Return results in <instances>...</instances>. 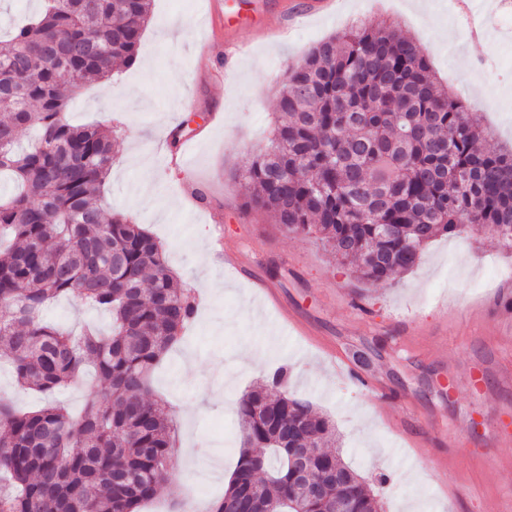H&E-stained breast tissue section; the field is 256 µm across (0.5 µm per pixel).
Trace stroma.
<instances>
[{
    "label": "stroma",
    "mask_w": 512,
    "mask_h": 512,
    "mask_svg": "<svg viewBox=\"0 0 512 512\" xmlns=\"http://www.w3.org/2000/svg\"><path fill=\"white\" fill-rule=\"evenodd\" d=\"M246 53L211 31L209 0H153L134 65L89 85L71 103L74 124L114 130L116 160L102 198L166 246V260L202 303L182 343L152 376L170 409L178 442L169 474L145 512H184L224 492L237 462L234 399L277 367L291 368V396L336 427L345 461L373 485L384 512H512V256L486 233L441 236L419 265L381 288H366L335 264L314 238L286 236L262 213H244L249 190L238 175L270 138L287 63L355 23L386 20L414 39L438 80L486 114L496 143L512 145V0H486L483 33L473 43L465 0H434L432 18L408 0H335L331 10L267 40L221 0ZM224 115L207 127L210 112ZM205 129L184 168L181 125ZM197 189L189 203L184 187ZM238 250L246 274L205 261L197 241L212 225ZM277 265L282 278L270 276ZM274 290L301 328L279 322ZM50 321L81 331L108 330L98 309L59 299ZM361 352L367 366L356 364ZM195 455H186V448ZM387 476L379 484V476Z\"/></svg>",
    "instance_id": "35a3bbf8"
}]
</instances>
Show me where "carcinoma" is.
I'll return each mask as SVG.
<instances>
[{"label":"carcinoma","instance_id":"obj_1","mask_svg":"<svg viewBox=\"0 0 512 512\" xmlns=\"http://www.w3.org/2000/svg\"><path fill=\"white\" fill-rule=\"evenodd\" d=\"M0 42V363L45 403L0 398V512H140L167 479L173 421L150 376L182 341L197 300L169 271L162 243L102 187L112 128L75 125L85 85L136 62L151 0H41ZM34 130L19 148L18 133ZM478 108L448 93L416 43L390 24L319 42L287 67L270 145L242 171L246 208L288 235H311L354 279L382 288L412 271L439 235L496 226L512 251V150ZM59 297L112 315L108 334L49 324ZM93 365L99 394L75 418L52 399ZM239 460L212 512H331L350 497L380 512L363 477L328 450L336 430L288 396V368L237 401ZM308 448L309 479L291 458Z\"/></svg>","mask_w":512,"mask_h":512}]
</instances>
